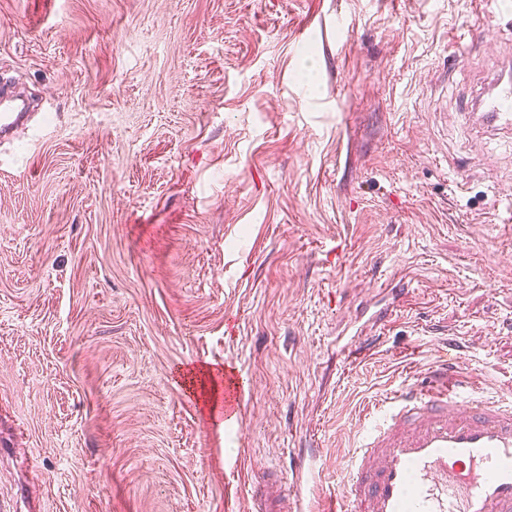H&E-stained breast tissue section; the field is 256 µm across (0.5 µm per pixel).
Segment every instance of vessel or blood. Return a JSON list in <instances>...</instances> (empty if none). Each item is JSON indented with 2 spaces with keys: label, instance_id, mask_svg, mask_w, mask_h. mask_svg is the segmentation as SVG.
<instances>
[{
  "label": "vessel or blood",
  "instance_id": "obj_1",
  "mask_svg": "<svg viewBox=\"0 0 512 512\" xmlns=\"http://www.w3.org/2000/svg\"><path fill=\"white\" fill-rule=\"evenodd\" d=\"M484 124L512 131V63L481 93ZM357 333L349 357L373 354ZM248 376L224 368V417L232 419ZM450 356L418 381L373 403L330 512H512V400L476 398ZM288 491H253L250 512H288Z\"/></svg>",
  "mask_w": 512,
  "mask_h": 512
}]
</instances>
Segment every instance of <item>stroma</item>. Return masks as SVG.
I'll return each mask as SVG.
<instances>
[{
  "label": "stroma",
  "instance_id": "1",
  "mask_svg": "<svg viewBox=\"0 0 512 512\" xmlns=\"http://www.w3.org/2000/svg\"><path fill=\"white\" fill-rule=\"evenodd\" d=\"M469 0H0V512H326L359 410L460 336L512 398V52ZM382 336L349 360L338 339ZM252 388L237 420L210 377ZM195 374V387L186 384ZM474 112H464L467 116L476 115L484 124L496 130L512 131V63L505 62L501 71L492 80L477 100ZM251 386L250 378L228 364L224 368V419L231 420L238 407L239 398ZM312 456L302 453L298 454L293 458L290 469L293 475L292 483L287 487L284 485L275 491L266 488L265 486L261 490H254L251 494V507L248 509L250 512H288L286 502H288V491L290 492L294 485H299L303 479L305 473L309 470L307 465V459Z\"/></svg>",
  "mask_w": 512,
  "mask_h": 512
}]
</instances>
